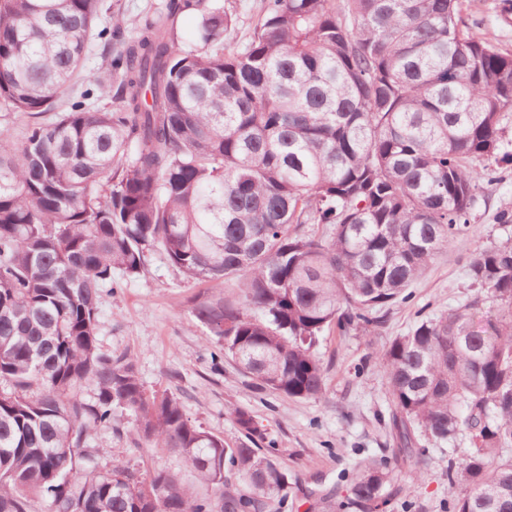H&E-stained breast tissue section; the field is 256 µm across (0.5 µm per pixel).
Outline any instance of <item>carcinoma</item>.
I'll return each mask as SVG.
<instances>
[{"mask_svg":"<svg viewBox=\"0 0 512 512\" xmlns=\"http://www.w3.org/2000/svg\"><path fill=\"white\" fill-rule=\"evenodd\" d=\"M462 0H264L240 45L219 0H168L124 40L104 0H0V512H261L286 474L237 411L235 447L148 393L135 362L99 348L102 294L163 253L218 292L194 317L262 389L322 394L312 348L335 326L377 328L470 228L512 114V54L470 36ZM199 17L196 49L176 22ZM121 41L65 107L88 44ZM322 227L319 237L304 227ZM477 292L381 354L395 459L417 434L471 448L448 467L453 512H512V239L468 264ZM238 282V296L224 285ZM493 306L483 309L487 301ZM178 455L212 494L167 471L100 465L92 431L123 429ZM387 464L321 512H379Z\"/></svg>","mask_w":512,"mask_h":512,"instance_id":"cac0c4a2","label":"carcinoma"}]
</instances>
